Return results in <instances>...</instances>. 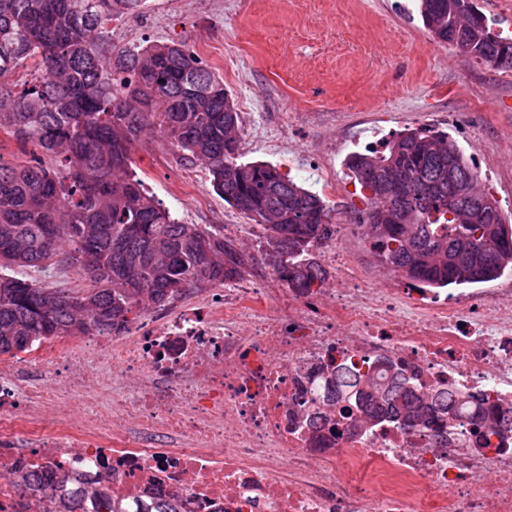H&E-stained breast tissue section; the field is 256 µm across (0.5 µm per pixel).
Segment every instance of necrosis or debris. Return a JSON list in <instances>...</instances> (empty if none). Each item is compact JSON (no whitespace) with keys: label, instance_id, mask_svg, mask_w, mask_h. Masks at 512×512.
<instances>
[{"label":"necrosis or debris","instance_id":"1","mask_svg":"<svg viewBox=\"0 0 512 512\" xmlns=\"http://www.w3.org/2000/svg\"><path fill=\"white\" fill-rule=\"evenodd\" d=\"M363 229L330 225L321 287H282L248 255L210 297L121 334L0 356V512H59L60 473L119 501L169 494L181 512H512V430L470 447L512 411V283L459 298L368 278L337 246ZM383 363L419 390L482 398V421L318 409L336 366Z\"/></svg>","mask_w":512,"mask_h":512}]
</instances>
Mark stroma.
Here are the masks:
<instances>
[{
  "label": "stroma",
  "instance_id": "1",
  "mask_svg": "<svg viewBox=\"0 0 512 512\" xmlns=\"http://www.w3.org/2000/svg\"><path fill=\"white\" fill-rule=\"evenodd\" d=\"M114 49L180 41L230 92L243 160L266 161L323 195L329 222L351 202L346 155L408 127L446 129L512 225V69L470 61L423 27L416 0H145L108 22ZM136 173L186 224L246 223L201 165L161 135Z\"/></svg>",
  "mask_w": 512,
  "mask_h": 512
}]
</instances>
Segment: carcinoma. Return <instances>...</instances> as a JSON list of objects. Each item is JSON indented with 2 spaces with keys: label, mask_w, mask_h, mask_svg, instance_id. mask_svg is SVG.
Listing matches in <instances>:
<instances>
[{
  "label": "carcinoma",
  "mask_w": 512,
  "mask_h": 512,
  "mask_svg": "<svg viewBox=\"0 0 512 512\" xmlns=\"http://www.w3.org/2000/svg\"><path fill=\"white\" fill-rule=\"evenodd\" d=\"M143 2L0 0V134L60 161L52 168L0 157L1 354L51 336L120 331L147 306L239 274L234 240L173 218L133 170V148L149 131L190 162L205 161L224 202L263 227L283 284L312 288L326 279L311 252L326 233L323 200L271 163L239 159L240 113L224 82L181 42L118 52L106 45L105 23ZM460 2L418 0L424 28L442 44L471 48L478 62L511 68L512 38L495 33L472 0L469 21L456 23ZM21 71L36 77L15 93L9 79ZM346 165L369 192L375 256L413 286L460 288L512 272V225L447 132L407 128L348 155ZM88 254L98 268L81 290L15 274L60 264L84 270ZM322 402L406 425L441 409L456 418L480 399L431 397L408 388L399 371L377 386L340 365ZM90 494L104 512H179L170 496L132 505L96 488L71 491L62 512H84Z\"/></svg>",
  "instance_id": "obj_1"
}]
</instances>
